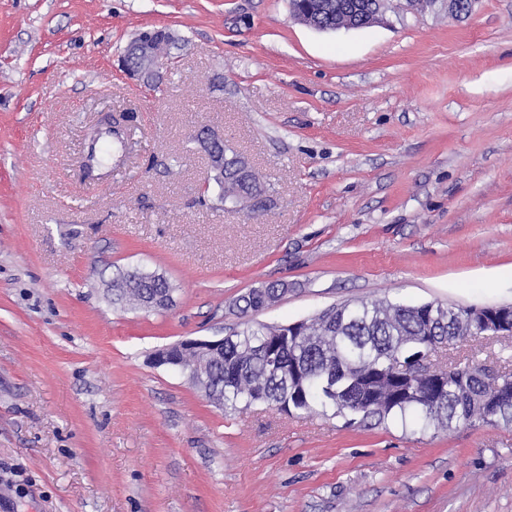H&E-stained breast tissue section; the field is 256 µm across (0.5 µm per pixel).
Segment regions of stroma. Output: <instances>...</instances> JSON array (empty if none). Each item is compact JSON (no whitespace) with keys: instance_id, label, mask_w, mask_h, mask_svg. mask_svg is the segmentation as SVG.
Returning a JSON list of instances; mask_svg holds the SVG:
<instances>
[{"instance_id":"stroma-1","label":"stroma","mask_w":512,"mask_h":512,"mask_svg":"<svg viewBox=\"0 0 512 512\" xmlns=\"http://www.w3.org/2000/svg\"><path fill=\"white\" fill-rule=\"evenodd\" d=\"M393 2L323 32L288 0H0V512H512V425L238 413L153 362L273 281L254 322L512 305V0ZM153 27L180 41L149 90L119 58ZM104 113L125 149L91 180ZM203 125L263 173V222L203 191ZM135 267L171 306L112 304ZM451 357L496 369L512 338ZM112 288V296L131 310H138L144 295L157 293L166 298L169 304L173 301L174 285L162 274L140 268L119 274L108 284ZM264 288L258 292V289ZM283 282H273L261 285L257 288L249 290L247 293L233 300L231 303L233 309L243 313L245 316L249 312H257L268 308L278 302L284 295L286 290Z\"/></svg>"}]
</instances>
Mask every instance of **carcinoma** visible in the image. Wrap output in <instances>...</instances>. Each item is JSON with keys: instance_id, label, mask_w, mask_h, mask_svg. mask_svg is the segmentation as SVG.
Listing matches in <instances>:
<instances>
[{"instance_id": "obj_1", "label": "carcinoma", "mask_w": 512, "mask_h": 512, "mask_svg": "<svg viewBox=\"0 0 512 512\" xmlns=\"http://www.w3.org/2000/svg\"><path fill=\"white\" fill-rule=\"evenodd\" d=\"M341 2L358 5V14L350 17L336 9V0H290V8L318 29L389 9L388 0ZM213 153L224 164V177L208 179L217 200L250 220L263 215L268 206L259 196L268 189L259 174L251 166L238 173L240 154L223 144L214 145ZM108 287L115 301L131 310L139 308L146 294L171 302L175 291L164 275L140 268L116 276ZM262 288L236 298L232 308L246 315L285 295L282 282ZM467 314L463 307L375 300L337 306L333 317L319 314L295 331L286 325L247 323L224 342V358L211 365L203 383L234 408L263 402L285 405L290 412L332 409L420 428L461 419L512 424V399H500L503 392H512V369L495 374L476 362L453 359L437 368L443 380L422 377L430 372L425 360L436 346L467 339L460 332ZM372 390L388 399L381 412L368 410Z\"/></svg>"}]
</instances>
